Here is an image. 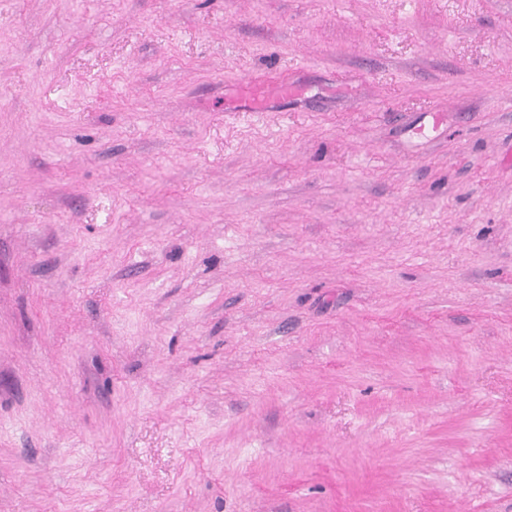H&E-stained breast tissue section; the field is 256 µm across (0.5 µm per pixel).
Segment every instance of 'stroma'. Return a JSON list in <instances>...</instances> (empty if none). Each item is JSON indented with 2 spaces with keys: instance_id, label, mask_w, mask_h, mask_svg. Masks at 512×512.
I'll use <instances>...</instances> for the list:
<instances>
[{
  "instance_id": "obj_1",
  "label": "stroma",
  "mask_w": 512,
  "mask_h": 512,
  "mask_svg": "<svg viewBox=\"0 0 512 512\" xmlns=\"http://www.w3.org/2000/svg\"><path fill=\"white\" fill-rule=\"evenodd\" d=\"M0 512H512V0H0ZM241 98L247 102L248 109L244 112H265L269 105V97L264 83L248 82L240 86Z\"/></svg>"
}]
</instances>
